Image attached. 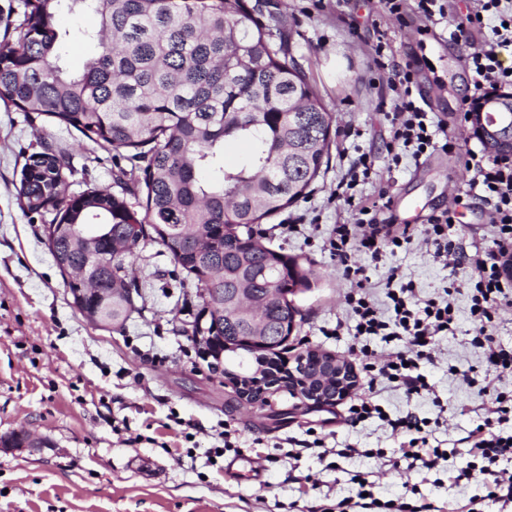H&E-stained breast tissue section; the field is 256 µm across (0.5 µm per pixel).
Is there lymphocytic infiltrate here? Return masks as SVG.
Instances as JSON below:
<instances>
[{"mask_svg": "<svg viewBox=\"0 0 512 512\" xmlns=\"http://www.w3.org/2000/svg\"><path fill=\"white\" fill-rule=\"evenodd\" d=\"M410 11L428 27L448 20L445 0H379L380 22L403 20ZM471 15L479 22L490 20L491 25L485 43L466 54L473 91L461 101L465 112L485 90L512 85V68L502 60L503 54L512 55V0H471ZM387 69V87L394 94L393 105L384 114L392 164H400L407 155L416 158L430 151H461L459 143L448 136L447 121L427 111L415 96L408 64L393 60ZM465 153L469 186L490 206L488 223L495 252L478 247L467 251L454 240L456 208L462 205V198H455L453 207L431 216L419 232L408 225L394 227L379 203L357 205L354 219L337 218L327 240L331 257L351 284L346 295L350 321L337 323L332 334L351 336L353 352L367 359L366 372L377 373L409 395L421 394L430 388L422 366L432 362L436 338L454 331L455 309L447 300L418 296L413 283L403 281L394 270L386 279L384 300H377L365 284L364 268L352 263V255L359 252L377 263L386 252L409 246L419 237L435 259L471 265L476 275L465 284L475 324L471 343L482 349L488 373L480 379L469 378L468 383L489 396L491 408L483 424L468 436L470 452L481 462L486 500L512 502V348L501 346L490 332L501 308L512 305V283L502 273L503 255L512 254V160L492 158L480 150ZM374 339L379 342L375 348L370 345ZM349 413L352 423L376 417L386 421L392 431L408 434V441L392 454L380 448L374 452L375 457H388L393 467L418 465L430 470L448 457L447 450L430 445L429 419L413 413L389 418L373 393L358 398Z\"/></svg>", "mask_w": 512, "mask_h": 512, "instance_id": "lymphocytic-infiltrate-1", "label": "lymphocytic infiltrate"}]
</instances>
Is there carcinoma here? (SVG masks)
<instances>
[{"label": "carcinoma", "instance_id": "1", "mask_svg": "<svg viewBox=\"0 0 512 512\" xmlns=\"http://www.w3.org/2000/svg\"><path fill=\"white\" fill-rule=\"evenodd\" d=\"M13 42L0 45V102L45 116L129 161H143L142 179L117 177L121 192L89 188L57 198L67 177L62 153L42 152L36 174L22 176L19 200L51 223L74 224L98 248L127 236L150 237L170 254L212 305L203 322L224 339L272 363L276 351L246 342L247 322L224 310L243 279L263 304L267 334L288 342L298 309L269 297V288H311L299 257L275 249L258 226L306 195L328 165L332 113L304 72L286 61L284 43L254 18L243 0H23ZM89 12L96 28L80 39L98 51L81 72L66 67L71 36L60 13ZM232 139L243 163L224 161ZM112 225V238L102 233ZM56 265L80 269L81 249L59 237L48 247ZM114 257L98 272V309L107 329L121 328L136 289Z\"/></svg>", "mask_w": 512, "mask_h": 512}]
</instances>
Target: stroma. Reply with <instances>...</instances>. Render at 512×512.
<instances>
[{"instance_id": "1", "label": "stroma", "mask_w": 512, "mask_h": 512, "mask_svg": "<svg viewBox=\"0 0 512 512\" xmlns=\"http://www.w3.org/2000/svg\"><path fill=\"white\" fill-rule=\"evenodd\" d=\"M274 34L285 37L287 60L317 87L334 116L327 167L310 193L267 220L270 243L299 256L312 271L311 290L299 294L296 328L287 357L316 348L361 365L349 337H333L337 321L348 317L347 286L326 249L336 222L333 195L356 149L369 152L375 173L354 189L356 198H391L420 204L418 224L448 207L449 191L468 195L464 157L434 153L404 157L394 166L386 151L390 140L384 113L390 100L381 86L384 70L369 55L376 41L367 23V0H243ZM454 24L467 42L454 41L437 28L418 34L414 27L388 21L397 57L413 62L418 88L429 111L446 114L449 136H467L459 110L469 87L463 55L480 46L479 28L470 24L468 0H448ZM57 24L76 41L67 50L70 71L82 69L96 46L79 41L94 27L92 17L63 13ZM352 126L355 137L342 139ZM65 152L71 175L68 190L89 186L115 189L127 159L113 156L78 132L0 103V437L26 430L42 438L30 452L0 447V512H301L308 501L335 507L350 495L351 478L361 473L374 484L376 498L390 500L417 489L418 499L461 512L469 499L483 496L480 478L453 483L451 471L471 460L467 437L482 424L490 400L465 377L484 374L479 348L472 345L475 324L461 287L472 271L435 262L421 243L386 254L372 263L361 253L376 298H383L390 269L413 282L422 297L448 295L456 311L455 329L435 345V361L425 370L431 391L407 396L376 384V399L391 416L409 412L431 419V445L447 450L448 463L427 471L396 469L386 459L368 458L367 448L392 450L404 437L382 421L358 426L347 422L348 401L309 408L287 387L267 390L265 405H241L230 385L213 378L182 332L202 305L194 281L186 279L169 253L143 239L134 248L129 273L138 286L131 318L119 330L91 325L73 298L43 239L50 215L23 212L18 198L21 172L43 146ZM486 202L472 199L458 208L453 229L464 247L492 249ZM296 223L284 235L281 225ZM456 374H449V367ZM238 431L237 451L224 450L223 423ZM314 430L329 448H356L359 456L331 462L305 451L289 457L287 438ZM250 458L262 468L260 480H233L225 468L235 458Z\"/></svg>"}]
</instances>
